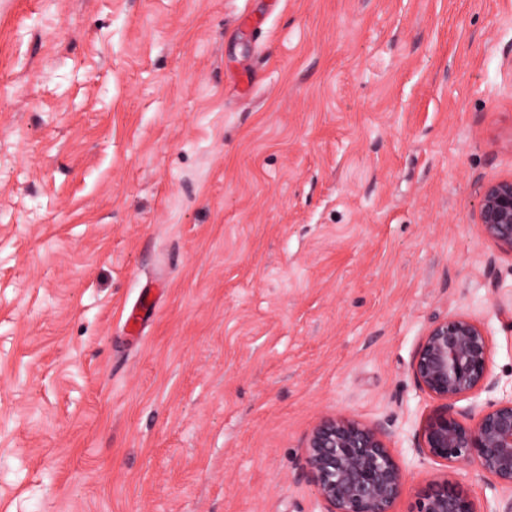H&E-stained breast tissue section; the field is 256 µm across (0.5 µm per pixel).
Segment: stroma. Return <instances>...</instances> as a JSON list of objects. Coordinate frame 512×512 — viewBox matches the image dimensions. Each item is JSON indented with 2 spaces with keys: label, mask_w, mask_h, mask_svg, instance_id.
<instances>
[{
  "label": "stroma",
  "mask_w": 512,
  "mask_h": 512,
  "mask_svg": "<svg viewBox=\"0 0 512 512\" xmlns=\"http://www.w3.org/2000/svg\"><path fill=\"white\" fill-rule=\"evenodd\" d=\"M510 177L512 0H0V512H321L334 416L483 499L412 364L465 313L512 384ZM479 221L486 237L512 254V178L492 179L482 185Z\"/></svg>",
  "instance_id": "stroma-1"
}]
</instances>
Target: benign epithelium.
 <instances>
[{"label": "benign epithelium", "instance_id": "obj_1", "mask_svg": "<svg viewBox=\"0 0 512 512\" xmlns=\"http://www.w3.org/2000/svg\"><path fill=\"white\" fill-rule=\"evenodd\" d=\"M479 221L486 237L512 254L511 177L482 185ZM489 354L485 327L463 313L434 324L419 343L413 375L439 405L422 421L414 450L448 467L476 465L493 495L479 503L445 478L419 500L416 512H512V496L499 493L512 490V395L475 401L497 388ZM471 397L470 405L457 406ZM305 465L322 512H393L406 483L386 432L348 417L324 418L312 428Z\"/></svg>", "mask_w": 512, "mask_h": 512}]
</instances>
